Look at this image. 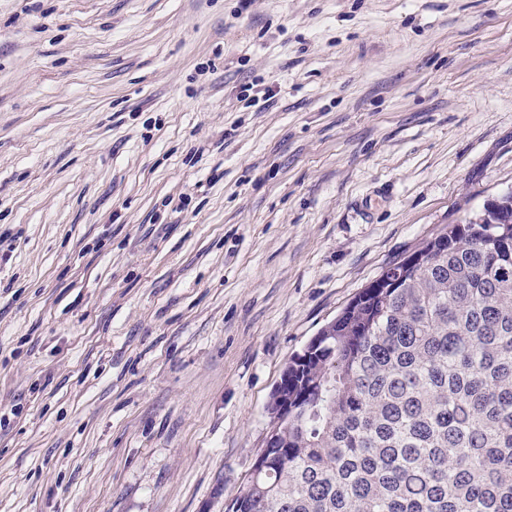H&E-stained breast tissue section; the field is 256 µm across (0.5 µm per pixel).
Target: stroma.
I'll return each mask as SVG.
<instances>
[{
  "mask_svg": "<svg viewBox=\"0 0 512 512\" xmlns=\"http://www.w3.org/2000/svg\"><path fill=\"white\" fill-rule=\"evenodd\" d=\"M510 190L512 0H0V512H224L289 360Z\"/></svg>",
  "mask_w": 512,
  "mask_h": 512,
  "instance_id": "obj_1",
  "label": "stroma"
}]
</instances>
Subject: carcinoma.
Here are the masks:
<instances>
[{
  "mask_svg": "<svg viewBox=\"0 0 512 512\" xmlns=\"http://www.w3.org/2000/svg\"><path fill=\"white\" fill-rule=\"evenodd\" d=\"M390 263L288 364V427L226 512H512V223Z\"/></svg>",
  "mask_w": 512,
  "mask_h": 512,
  "instance_id": "obj_1",
  "label": "carcinoma"
}]
</instances>
